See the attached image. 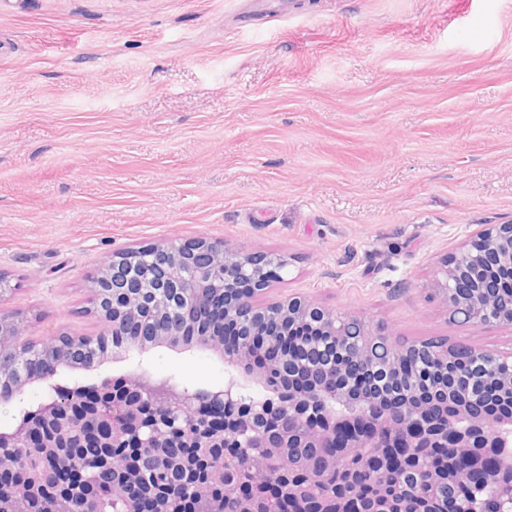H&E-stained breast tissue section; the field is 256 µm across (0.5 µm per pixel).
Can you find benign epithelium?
<instances>
[{
  "mask_svg": "<svg viewBox=\"0 0 512 512\" xmlns=\"http://www.w3.org/2000/svg\"><path fill=\"white\" fill-rule=\"evenodd\" d=\"M287 266L288 261L283 258L244 252L204 238L116 252L106 257L91 277L102 332L95 338L59 335L37 343L38 353L49 369L35 375L26 372L30 345L27 326L16 315L1 311L0 403L14 405L21 419L15 418L9 427L0 429V440L29 448L46 460L55 459L63 448H80L81 455L97 462L95 470L81 473L80 486L72 489L68 512H107L105 499L93 492L101 483L112 486V499L124 502L122 512H140L137 500L113 485L112 456L118 448L123 454L131 448H149L157 462L173 465L175 460L165 448L174 432L180 433L188 448H210L215 444L230 448L242 438L244 444L265 448L290 467H303L309 484L319 482V470L298 460L291 449L317 447L336 437L338 426L372 411L375 402L371 394L355 397L346 390L321 384L312 390L290 393L286 399L272 396L247 401L239 391L241 383L231 377L216 391L194 394L183 388L166 394L152 403L157 408L155 415L129 430L124 426V417L138 413L148 403L140 383L126 385L118 405L96 385L87 391L96 400L76 410L63 404L58 393L62 371L86 368L79 361L81 355L92 352L99 364L110 359L109 355L96 352L95 345L112 333L136 331L137 337L126 344V349L135 348L141 354L153 346L177 351L195 347V341L186 339L185 310L191 305L203 307L217 298L224 301L223 324L196 325L193 335L207 337L205 345L240 370L249 364L251 329L268 323L275 325L274 334L267 337L271 342L279 333L290 335L304 322L314 324L320 335L332 337L346 335V327L353 324L357 337L351 343L365 357L389 341L388 335L360 318L338 316L300 297L267 305L252 301ZM488 268L499 280H512V223L480 225L458 252L442 260L432 288L454 316L461 315L477 324L512 326V307L495 304L497 284L481 275ZM226 325L246 337L230 354L223 342ZM464 352L468 354L465 366L497 369L496 377L512 393L511 356L503 359L486 351L430 341L398 346L390 350L389 356L395 366L421 357L453 366L461 361ZM34 383L43 392L42 401L35 407L25 404L24 399L26 388ZM274 415L291 418L304 425L306 431L271 429L267 421ZM457 421L461 425L455 424L446 431L438 422H424L423 408L408 402L380 410L376 419L377 425L394 428L393 448H424L445 435L446 447L464 448L476 461L483 449H500L498 475L485 486L489 502L496 492L504 490L500 476L512 478V418L475 416L463 406ZM345 453L359 454L367 463L381 459L373 436L366 433L347 441ZM52 478L53 471L48 466L28 485L0 482V512H14L17 500L29 497L36 486L45 485Z\"/></svg>",
  "mask_w": 512,
  "mask_h": 512,
  "instance_id": "obj_1",
  "label": "benign epithelium"
}]
</instances>
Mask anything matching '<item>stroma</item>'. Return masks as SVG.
I'll return each mask as SVG.
<instances>
[{"mask_svg": "<svg viewBox=\"0 0 512 512\" xmlns=\"http://www.w3.org/2000/svg\"><path fill=\"white\" fill-rule=\"evenodd\" d=\"M0 310L95 336L108 255L203 237L400 343L512 353L430 287L512 220V0H0ZM220 388L214 351L63 372Z\"/></svg>", "mask_w": 512, "mask_h": 512, "instance_id": "1", "label": "stroma"}]
</instances>
